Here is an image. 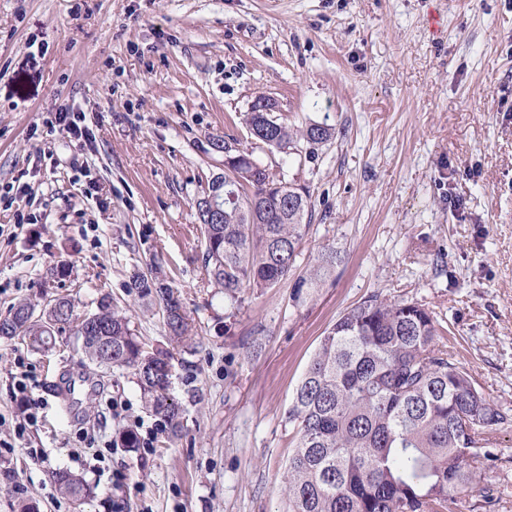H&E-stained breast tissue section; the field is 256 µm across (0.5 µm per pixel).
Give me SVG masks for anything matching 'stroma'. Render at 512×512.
Instances as JSON below:
<instances>
[{
	"mask_svg": "<svg viewBox=\"0 0 512 512\" xmlns=\"http://www.w3.org/2000/svg\"><path fill=\"white\" fill-rule=\"evenodd\" d=\"M259 97L333 139L305 161L255 143L244 116ZM63 109L84 113L86 145L48 133ZM216 136L309 188L297 270L330 249L340 261L303 303L291 279L234 305L208 283L195 202L224 171ZM18 180L28 199L0 204V314L67 262L48 296L82 315L111 292L148 350L171 351L182 431L145 409L132 370L83 367L72 336L48 357L0 339V512L23 495L40 512H284L288 408L325 333L373 294L432 311L509 415L448 512H477L486 491L512 512V0H0V194ZM156 261L192 347L127 291ZM25 372L35 420L20 436ZM69 381L93 408L54 393ZM127 428L139 448L116 447ZM62 470L93 496L63 495Z\"/></svg>",
	"mask_w": 512,
	"mask_h": 512,
	"instance_id": "35a3bbf8",
	"label": "stroma"
}]
</instances>
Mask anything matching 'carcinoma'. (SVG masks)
I'll return each mask as SVG.
<instances>
[{"instance_id":"1","label":"carcinoma","mask_w":512,"mask_h":512,"mask_svg":"<svg viewBox=\"0 0 512 512\" xmlns=\"http://www.w3.org/2000/svg\"><path fill=\"white\" fill-rule=\"evenodd\" d=\"M335 129L319 123L273 124L268 146L294 151L323 144ZM221 213L196 201L209 281L237 301L260 293L296 270L312 221L310 191L284 174L246 160L211 179ZM338 261L336 251L300 275L298 289L316 283ZM129 292L159 305L171 340L190 339L183 303L155 265L134 275ZM75 337L82 363L110 373L132 369L141 399L172 434L179 407L169 394L167 355L145 351L125 312L103 293L96 311L80 316L72 303L23 299L0 315V338H21L38 351L56 336ZM440 324L424 305L373 294L347 309L323 336L291 406L296 443L283 478L287 512H445L452 492L471 484L491 452L485 431L508 421L477 389L473 376L438 345ZM60 489L81 500L92 493L80 477L57 476Z\"/></svg>"}]
</instances>
